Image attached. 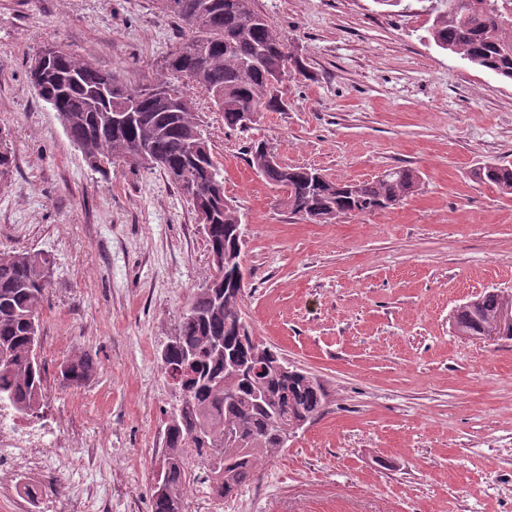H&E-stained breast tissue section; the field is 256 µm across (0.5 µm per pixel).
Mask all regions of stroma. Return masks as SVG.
<instances>
[{"mask_svg": "<svg viewBox=\"0 0 512 512\" xmlns=\"http://www.w3.org/2000/svg\"><path fill=\"white\" fill-rule=\"evenodd\" d=\"M307 69L288 107L247 131L197 112L245 226L242 311L253 333L324 380L327 413L299 430L236 500L187 489V512H512V340L456 335L455 307L512 291V195L474 180L512 164V83L428 41L432 18L374 0H255ZM180 39L157 0H0V250L45 252L42 310L48 445L94 460L92 476L43 479L83 512H151L164 412L161 355L210 273L195 214L157 170L93 171L28 83L44 43L65 45L132 84ZM267 143L291 166L363 181L418 171L399 205L332 224L288 213L246 161ZM88 355L95 375L63 385ZM61 377L68 386H79L89 380L96 369L87 355L67 361L61 367Z\"/></svg>", "mask_w": 512, "mask_h": 512, "instance_id": "35a3bbf8", "label": "stroma"}]
</instances>
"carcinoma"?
Wrapping results in <instances>:
<instances>
[{
  "mask_svg": "<svg viewBox=\"0 0 512 512\" xmlns=\"http://www.w3.org/2000/svg\"><path fill=\"white\" fill-rule=\"evenodd\" d=\"M436 4L428 39L467 65L512 82V0H426ZM164 11L178 20L183 39L163 56L153 79L132 87L114 72L100 69L61 45L47 43L40 53H52L42 83L32 85L39 101L50 105L59 88L67 91L59 120L71 141L82 144L89 167L106 173L117 161L138 167L133 158L144 149L159 160L156 166L179 193L186 172L199 190L187 200L202 224L213 260L233 253L239 210L224 198V169L215 160L208 137L193 106L172 108L171 100L206 92L224 125L246 130L245 112H282L283 94L267 83L266 67L256 54L265 49L273 62L303 67L291 51L281 52L279 30L254 8V0H160ZM133 102L142 122L126 131L112 127L113 111ZM282 191L281 204L301 220L321 216L330 224L346 215L383 211L419 190V175L391 168L363 182L327 180L314 189L307 172L287 165L259 172ZM472 177L512 195V166L486 162ZM53 269L50 258L32 250L0 251V402L24 419L36 418L45 405V370L38 358L40 314ZM243 291L227 297L208 285L192 296L176 336L162 355L164 370L190 367L193 379L177 385L173 419L164 422L162 460L164 491L151 493L152 512H184L187 480L186 451L194 446L206 461L205 480L213 492L231 500L250 483L259 464L282 451L302 422L326 413L329 393L316 375L299 370L282 374L266 365L253 376H230L226 359L256 363L269 349L242 341L235 332L242 315ZM512 292L486 291L456 309V333L481 339L492 334L512 340V320L506 308ZM96 369L88 356L67 361L62 381L79 386Z\"/></svg>",
  "mask_w": 512,
  "mask_h": 512,
  "instance_id": "carcinoma-1",
  "label": "carcinoma"
}]
</instances>
